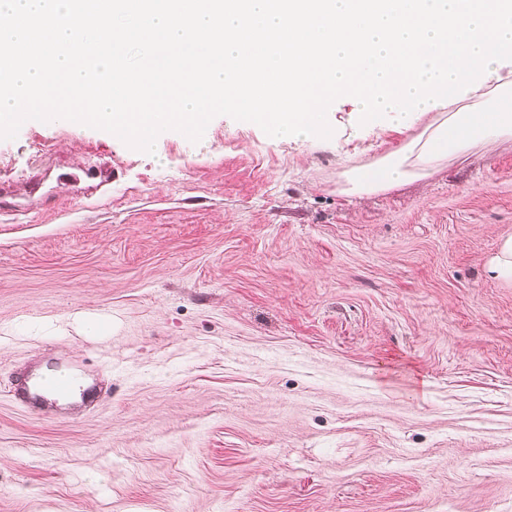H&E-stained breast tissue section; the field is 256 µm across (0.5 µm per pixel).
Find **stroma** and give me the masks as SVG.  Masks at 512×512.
<instances>
[{"label":"stroma","instance_id":"35a3bbf8","mask_svg":"<svg viewBox=\"0 0 512 512\" xmlns=\"http://www.w3.org/2000/svg\"><path fill=\"white\" fill-rule=\"evenodd\" d=\"M402 141L0 140V512H512V146L340 192ZM45 365L111 393L15 403ZM488 273L495 279L512 283V234L500 241L497 254L488 267Z\"/></svg>","mask_w":512,"mask_h":512}]
</instances>
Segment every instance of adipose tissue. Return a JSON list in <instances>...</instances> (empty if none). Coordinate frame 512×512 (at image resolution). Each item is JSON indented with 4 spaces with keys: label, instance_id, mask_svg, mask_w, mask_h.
<instances>
[{
    "label": "adipose tissue",
    "instance_id": "ef3b65f1",
    "mask_svg": "<svg viewBox=\"0 0 512 512\" xmlns=\"http://www.w3.org/2000/svg\"><path fill=\"white\" fill-rule=\"evenodd\" d=\"M423 132L378 160L344 173L349 195L388 193L428 178L451 159H465L478 147L512 141V80L492 76L464 100L425 112Z\"/></svg>",
    "mask_w": 512,
    "mask_h": 512
}]
</instances>
